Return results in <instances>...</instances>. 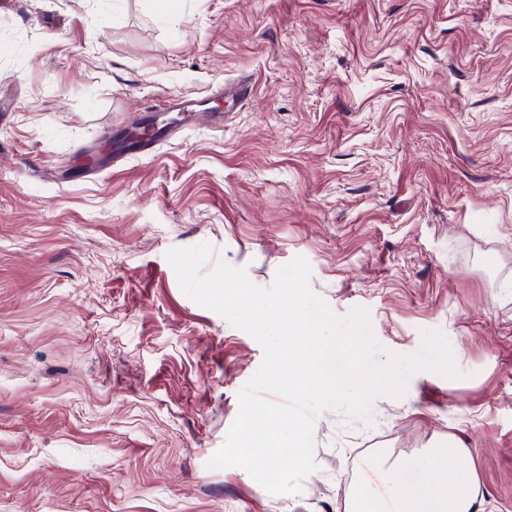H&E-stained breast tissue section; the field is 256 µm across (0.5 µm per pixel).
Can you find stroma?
<instances>
[{
  "label": "stroma",
  "instance_id": "35a3bbf8",
  "mask_svg": "<svg viewBox=\"0 0 512 512\" xmlns=\"http://www.w3.org/2000/svg\"><path fill=\"white\" fill-rule=\"evenodd\" d=\"M179 98L222 126L109 158ZM203 242L262 287L305 257L465 378L316 416L298 495L208 468L263 349L181 290L165 254ZM511 283L512 0H0V512H344L377 453L451 438L512 512Z\"/></svg>",
  "mask_w": 512,
  "mask_h": 512
}]
</instances>
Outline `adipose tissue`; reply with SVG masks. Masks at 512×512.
Returning a JSON list of instances; mask_svg holds the SVG:
<instances>
[{
	"label": "adipose tissue",
	"mask_w": 512,
	"mask_h": 512,
	"mask_svg": "<svg viewBox=\"0 0 512 512\" xmlns=\"http://www.w3.org/2000/svg\"><path fill=\"white\" fill-rule=\"evenodd\" d=\"M467 456V448L455 440L416 456L379 455L375 467L382 488L359 479L351 489L348 512H482L475 472L440 474L449 463L464 462Z\"/></svg>",
	"instance_id": "ef3b65f1"
}]
</instances>
